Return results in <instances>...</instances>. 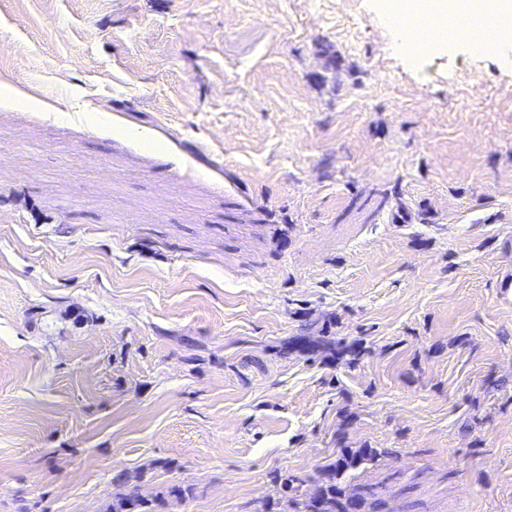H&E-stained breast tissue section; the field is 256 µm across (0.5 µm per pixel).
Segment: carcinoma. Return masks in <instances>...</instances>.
Wrapping results in <instances>:
<instances>
[{"label":"carcinoma","mask_w":512,"mask_h":512,"mask_svg":"<svg viewBox=\"0 0 512 512\" xmlns=\"http://www.w3.org/2000/svg\"><path fill=\"white\" fill-rule=\"evenodd\" d=\"M376 455L377 451L372 448L343 454L330 465L321 484L313 491L304 492L294 484V480L282 478L279 481L280 492L295 506V512H382L380 501H370L363 493L336 481L337 476L372 461ZM115 483L124 492L112 501V512H154L152 502L141 495L137 486L120 475L115 478Z\"/></svg>","instance_id":"obj_1"}]
</instances>
